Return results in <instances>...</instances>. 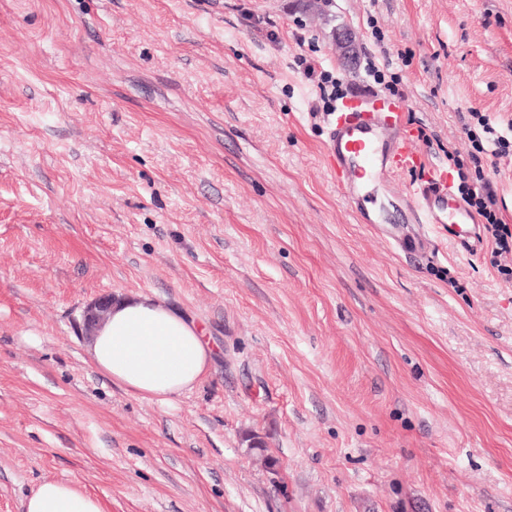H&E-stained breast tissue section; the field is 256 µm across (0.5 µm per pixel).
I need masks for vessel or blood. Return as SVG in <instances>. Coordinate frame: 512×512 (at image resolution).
I'll list each match as a JSON object with an SVG mask.
<instances>
[{"instance_id":"1","label":"vessel or blood","mask_w":512,"mask_h":512,"mask_svg":"<svg viewBox=\"0 0 512 512\" xmlns=\"http://www.w3.org/2000/svg\"><path fill=\"white\" fill-rule=\"evenodd\" d=\"M404 101L382 98L369 104L343 103L330 116L325 151L330 170L358 223L386 224L383 208L366 209L365 184L391 186L399 171L422 169L423 175L402 198L401 213L411 224H443L448 238L465 252L477 251L478 219L459 197L447 169L427 163L414 146L405 120Z\"/></svg>"}]
</instances>
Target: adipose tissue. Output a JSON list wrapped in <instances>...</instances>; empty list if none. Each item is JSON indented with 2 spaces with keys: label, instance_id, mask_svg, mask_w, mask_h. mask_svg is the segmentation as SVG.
Here are the masks:
<instances>
[{
  "label": "adipose tissue",
  "instance_id": "ef3b65f1",
  "mask_svg": "<svg viewBox=\"0 0 512 512\" xmlns=\"http://www.w3.org/2000/svg\"><path fill=\"white\" fill-rule=\"evenodd\" d=\"M91 363L127 392L166 400L205 377L215 349L203 328L179 310L140 294L114 300L86 343ZM25 512H103L98 498L74 481L47 479Z\"/></svg>",
  "mask_w": 512,
  "mask_h": 512
}]
</instances>
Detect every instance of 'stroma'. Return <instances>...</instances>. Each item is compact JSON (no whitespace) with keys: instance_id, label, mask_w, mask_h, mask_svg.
<instances>
[{"instance_id":"35a3bbf8","label":"stroma","mask_w":512,"mask_h":512,"mask_svg":"<svg viewBox=\"0 0 512 512\" xmlns=\"http://www.w3.org/2000/svg\"><path fill=\"white\" fill-rule=\"evenodd\" d=\"M307 60L397 81L512 225V151L469 139L512 123V0H0V512L46 478L104 512H512V258L357 223ZM137 294L215 345L165 402L84 351L86 305Z\"/></svg>"}]
</instances>
